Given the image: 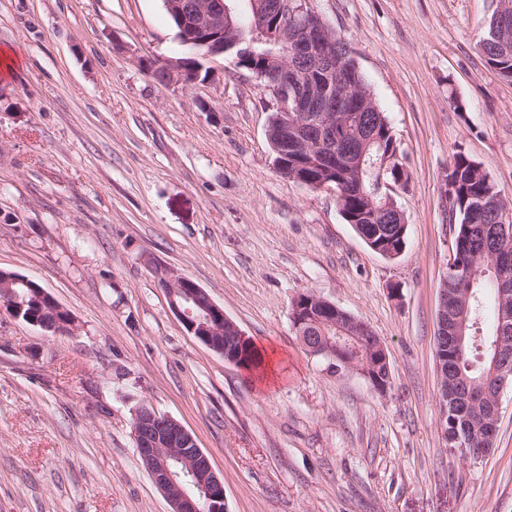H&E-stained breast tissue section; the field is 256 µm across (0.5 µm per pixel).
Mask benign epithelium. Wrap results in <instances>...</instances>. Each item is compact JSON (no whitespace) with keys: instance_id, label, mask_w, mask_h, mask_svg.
Listing matches in <instances>:
<instances>
[{"instance_id":"benign-epithelium-1","label":"benign epithelium","mask_w":512,"mask_h":512,"mask_svg":"<svg viewBox=\"0 0 512 512\" xmlns=\"http://www.w3.org/2000/svg\"><path fill=\"white\" fill-rule=\"evenodd\" d=\"M499 8L491 18V31L496 50L512 52V0H498ZM254 30L267 33L268 24L277 26L278 41L287 44L285 63L280 70L263 73L256 71V78L266 81L277 99L278 124L267 127V137L275 140L274 165L281 173L288 167V150L308 157L311 162H321L328 152L339 148L336 125L345 123L341 102L348 89L336 82V72L341 63L336 61L334 32L323 19L312 11L307 0H251ZM166 11L177 23L180 42L197 49L205 56L235 53L241 64L251 49L243 41L233 38L236 30L235 7L229 0H164ZM166 73L164 84L196 81L201 68L196 59H178L163 65ZM161 287L167 295L171 311L184 324L186 330L208 348L224 355L230 362L236 359L224 351V337L235 336L246 341L239 327L224 314V308L213 301L208 293L191 279L172 270H163ZM30 289L32 301L47 304L54 312L62 308L43 290H33L31 279L14 277L5 273L0 278V296L8 301L9 312L16 319L40 327L46 333L72 334L76 326L70 317L54 318L47 322L25 311L27 296H21L14 286ZM327 309L317 319L337 306L312 291L301 293L293 305L292 323L298 335H303V316L314 306ZM351 348L355 359L350 368L359 371L378 389L384 386L371 378L370 372L377 365L389 362L388 353L379 339L362 331L352 320L338 327L336 335L321 337L319 344L308 348L313 354L345 362L344 351ZM445 359L437 360L439 375L438 402L440 420L448 414V401L456 405L482 404L485 423L495 432L500 415L501 395L512 386V359L497 355L492 362L491 384L468 383L460 387L448 385L443 373ZM133 437L141 459L155 484L167 495L172 512H224V477L218 475L208 455L198 447L194 437L178 421L158 414L143 404L133 413ZM451 449L455 455L477 460L479 454L470 451L468 434L458 435Z\"/></svg>"}]
</instances>
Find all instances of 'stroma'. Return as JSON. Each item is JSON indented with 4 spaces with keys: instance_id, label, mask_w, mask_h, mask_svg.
<instances>
[{
    "instance_id": "stroma-1",
    "label": "stroma",
    "mask_w": 512,
    "mask_h": 512,
    "mask_svg": "<svg viewBox=\"0 0 512 512\" xmlns=\"http://www.w3.org/2000/svg\"><path fill=\"white\" fill-rule=\"evenodd\" d=\"M348 44L408 176L400 257L275 169L276 101L233 57L165 87L193 51L163 0H0V269L75 319L48 335L0 302V512H171L131 421H179L224 476L226 512H512V389L496 444L451 455L435 331L453 254L441 196L462 153L512 205V82L481 50L497 0H310ZM207 291L270 371L228 362L170 310L161 270ZM311 290L385 345L388 386L334 372L291 319ZM145 61V66L151 73H153V71L158 67L164 68L166 73L164 85L168 86L179 82H183L185 84L195 82L201 72L199 63L195 58H184L175 61H169L163 66H155L152 62H148L147 60Z\"/></svg>"
}]
</instances>
